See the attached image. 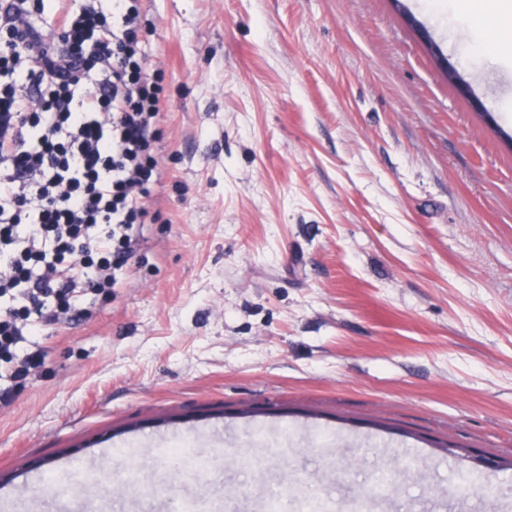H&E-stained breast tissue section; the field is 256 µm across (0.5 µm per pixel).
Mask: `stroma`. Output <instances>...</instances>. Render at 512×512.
I'll use <instances>...</instances> for the list:
<instances>
[{"instance_id":"stroma-1","label":"stroma","mask_w":512,"mask_h":512,"mask_svg":"<svg viewBox=\"0 0 512 512\" xmlns=\"http://www.w3.org/2000/svg\"><path fill=\"white\" fill-rule=\"evenodd\" d=\"M143 7L150 219L0 403V512H60L23 476L92 458L71 512H512V72L466 60L427 0ZM477 458L494 501L456 488Z\"/></svg>"}]
</instances>
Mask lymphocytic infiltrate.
<instances>
[{
	"label": "lymphocytic infiltrate",
	"mask_w": 512,
	"mask_h": 512,
	"mask_svg": "<svg viewBox=\"0 0 512 512\" xmlns=\"http://www.w3.org/2000/svg\"><path fill=\"white\" fill-rule=\"evenodd\" d=\"M0 0V358L38 322L84 319L77 294L111 295L139 246L163 100L141 48L140 0L59 8Z\"/></svg>",
	"instance_id": "lymphocytic-infiltrate-1"
}]
</instances>
